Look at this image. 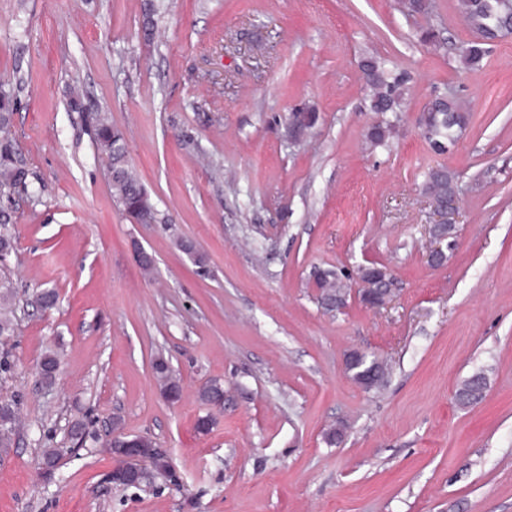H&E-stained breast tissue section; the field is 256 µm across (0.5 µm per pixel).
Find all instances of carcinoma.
Here are the masks:
<instances>
[{
    "mask_svg": "<svg viewBox=\"0 0 512 512\" xmlns=\"http://www.w3.org/2000/svg\"><path fill=\"white\" fill-rule=\"evenodd\" d=\"M457 8L464 16L474 39L460 47L462 62L477 65L489 52V46L495 35L505 29H512V0H457ZM363 71L367 85L372 91V111L386 115L401 110L403 101V79L389 74L383 63L374 57L364 61ZM14 102L6 91L0 92V199H10L16 191L22 189L30 195L38 194L28 180L29 172L20 158L13 139L4 134L11 125ZM428 112L425 137L436 151L444 153L448 146L456 142L458 124L456 118L469 119L470 109L465 103L453 96H437L426 106ZM318 119L316 111L304 108L294 114L290 127L291 134L303 135L311 129ZM93 139L97 150L104 155L113 169L112 195L116 205L128 217L136 218L142 224L156 222V210L147 193L139 183L128 155V147L122 130L112 125L107 113L95 112L90 117ZM395 124L383 119L374 124L369 132V141L375 146L386 145ZM423 189L438 203L446 204L457 192L455 176L447 169H432L426 176ZM10 285L0 284V337L9 336L13 330L12 308L10 305ZM59 357L54 352L44 355L41 361L43 380L55 379ZM154 373L163 398L171 403L181 399L182 385L180 379L170 368L168 362L157 357L153 362ZM18 412L12 405H0V448H9ZM141 447L151 449L149 470L133 489L145 491L157 490L166 483H176L177 476L169 454L153 450L155 441L152 437L141 436Z\"/></svg>",
    "mask_w": 512,
    "mask_h": 512,
    "instance_id": "1",
    "label": "carcinoma"
}]
</instances>
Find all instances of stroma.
Segmentation results:
<instances>
[{
	"label": "stroma",
	"instance_id": "stroma-1",
	"mask_svg": "<svg viewBox=\"0 0 512 512\" xmlns=\"http://www.w3.org/2000/svg\"><path fill=\"white\" fill-rule=\"evenodd\" d=\"M472 37L456 0L425 14L398 0H0L11 134L40 188L17 195L0 262L16 302L0 400L21 420L0 512H512V35L468 69ZM369 55L406 87L377 148ZM75 91L123 131L156 223L114 204ZM444 94L470 123L439 154L419 116ZM309 105L317 123L290 140L289 113ZM441 166L458 185L457 246L434 268L423 183ZM371 264L394 278L390 307L318 304L313 268ZM45 288L59 294L48 310L34 302ZM351 348L390 361L381 391L345 374ZM159 355L182 380L177 403L160 394ZM479 370L486 399L459 406ZM213 379L224 405L209 410L197 392ZM116 415L167 449L181 489L105 483ZM74 419L88 437L44 482L40 451L67 446ZM339 421L347 436L327 445Z\"/></svg>",
	"mask_w": 512,
	"mask_h": 512
}]
</instances>
